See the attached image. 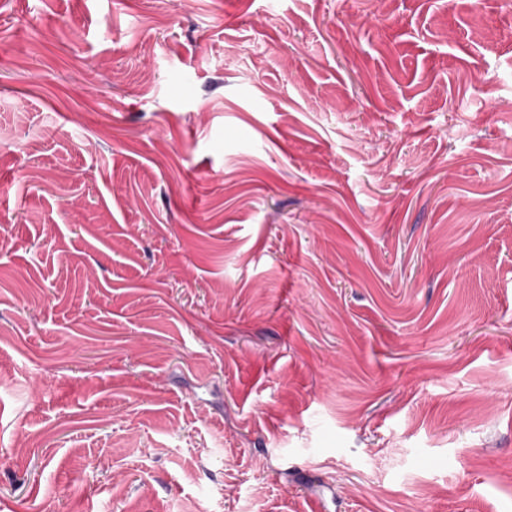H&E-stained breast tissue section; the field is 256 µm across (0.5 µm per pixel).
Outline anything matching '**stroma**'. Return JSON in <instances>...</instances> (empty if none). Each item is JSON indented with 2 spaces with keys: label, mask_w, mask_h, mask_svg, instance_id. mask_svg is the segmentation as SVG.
<instances>
[{
  "label": "stroma",
  "mask_w": 512,
  "mask_h": 512,
  "mask_svg": "<svg viewBox=\"0 0 512 512\" xmlns=\"http://www.w3.org/2000/svg\"><path fill=\"white\" fill-rule=\"evenodd\" d=\"M512 512L506 0H0V512Z\"/></svg>",
  "instance_id": "obj_1"
}]
</instances>
